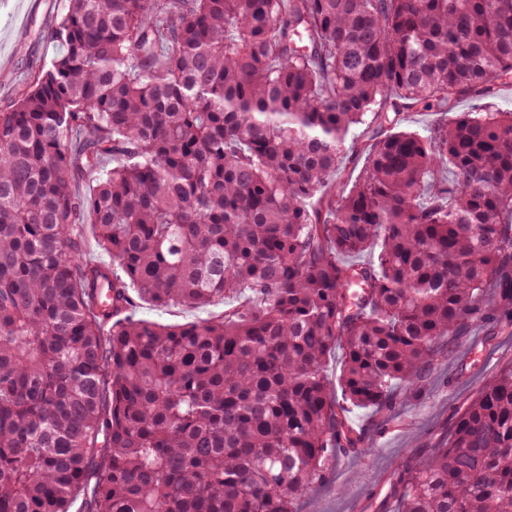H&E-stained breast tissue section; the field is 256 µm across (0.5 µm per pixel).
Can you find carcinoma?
<instances>
[{"mask_svg":"<svg viewBox=\"0 0 512 512\" xmlns=\"http://www.w3.org/2000/svg\"><path fill=\"white\" fill-rule=\"evenodd\" d=\"M47 38L0 112V512H299L341 404L512 323V0H68ZM378 512H512V362ZM364 126L357 127L353 130V141L355 143L354 150L352 154V150L348 153V158L346 159L345 168V176H348L352 181L356 179L358 176L360 169L364 162V154L362 155V150L367 146L369 133H366L364 130ZM224 310L223 305L208 307L206 309H186L179 306L159 308L148 302H140L137 308V317L155 321L161 324H182L187 321H196L209 318Z\"/></svg>","mask_w":512,"mask_h":512,"instance_id":"1","label":"carcinoma"}]
</instances>
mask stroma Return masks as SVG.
Wrapping results in <instances>:
<instances>
[{"label": "stroma", "instance_id": "1", "mask_svg": "<svg viewBox=\"0 0 512 512\" xmlns=\"http://www.w3.org/2000/svg\"><path fill=\"white\" fill-rule=\"evenodd\" d=\"M67 6V0H0V112L57 54L58 45L46 33ZM511 361L512 324L472 325L441 352L413 394L395 388V412L348 407L362 447L331 464L327 483L302 498L300 512H375L396 466L439 443L457 413Z\"/></svg>", "mask_w": 512, "mask_h": 512}]
</instances>
